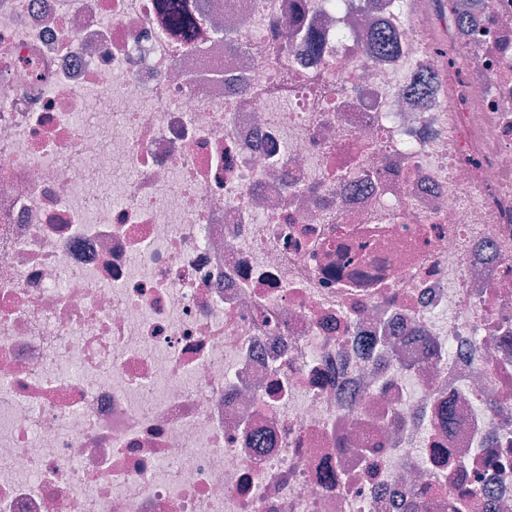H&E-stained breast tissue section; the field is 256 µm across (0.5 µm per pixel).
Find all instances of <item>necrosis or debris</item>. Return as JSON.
<instances>
[{
    "mask_svg": "<svg viewBox=\"0 0 512 512\" xmlns=\"http://www.w3.org/2000/svg\"><path fill=\"white\" fill-rule=\"evenodd\" d=\"M189 2L0 0V512H512V0ZM453 498L451 505L453 512H478L481 501L487 494L484 485L467 480L463 476L454 483Z\"/></svg>",
    "mask_w": 512,
    "mask_h": 512,
    "instance_id": "1",
    "label": "necrosis or debris"
}]
</instances>
